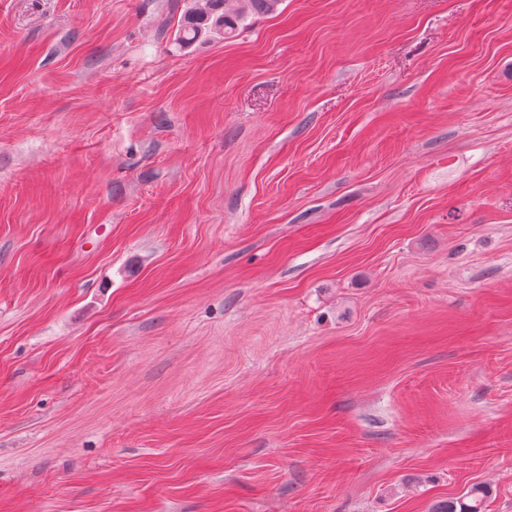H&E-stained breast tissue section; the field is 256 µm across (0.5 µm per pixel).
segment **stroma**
Returning a JSON list of instances; mask_svg holds the SVG:
<instances>
[{
    "label": "stroma",
    "mask_w": 512,
    "mask_h": 512,
    "mask_svg": "<svg viewBox=\"0 0 512 512\" xmlns=\"http://www.w3.org/2000/svg\"><path fill=\"white\" fill-rule=\"evenodd\" d=\"M0 0V512H512V0ZM202 7L193 8L182 18L177 31V41L183 45L194 42L203 30L216 29L225 37H232L246 10L257 13H272L282 0H196ZM236 4L235 7H232ZM489 491L481 486L472 487L466 494L448 498L438 504L432 512H484Z\"/></svg>",
    "instance_id": "35a3bbf8"
}]
</instances>
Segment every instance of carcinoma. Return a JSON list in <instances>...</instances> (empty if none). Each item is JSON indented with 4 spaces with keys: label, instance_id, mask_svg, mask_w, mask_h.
<instances>
[{
    "label": "carcinoma",
    "instance_id": "1",
    "mask_svg": "<svg viewBox=\"0 0 512 512\" xmlns=\"http://www.w3.org/2000/svg\"><path fill=\"white\" fill-rule=\"evenodd\" d=\"M202 6L188 11L177 31V41L186 45L194 42L202 31L216 29L232 37L238 29L245 11L272 13L282 0H200ZM489 491L481 486L471 488L466 494L438 504L432 512H484Z\"/></svg>",
    "mask_w": 512,
    "mask_h": 512
}]
</instances>
